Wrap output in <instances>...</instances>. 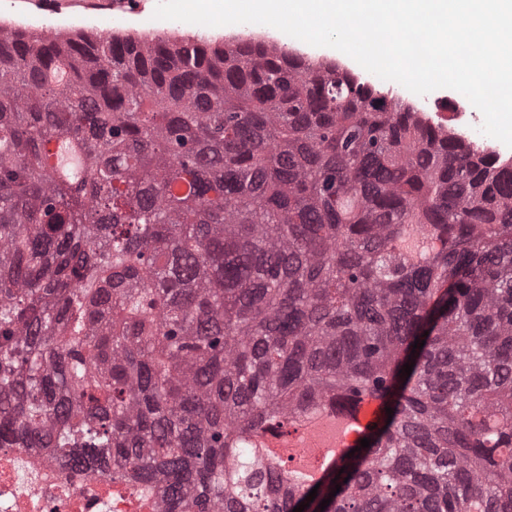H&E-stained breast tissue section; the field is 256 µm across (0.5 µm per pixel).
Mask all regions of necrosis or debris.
<instances>
[{
	"label": "necrosis or debris",
	"instance_id": "1",
	"mask_svg": "<svg viewBox=\"0 0 512 512\" xmlns=\"http://www.w3.org/2000/svg\"><path fill=\"white\" fill-rule=\"evenodd\" d=\"M415 108L497 155L511 151L480 131L483 116L468 99L420 98ZM159 486L133 487L99 467L71 468L41 448H0V512H161Z\"/></svg>",
	"mask_w": 512,
	"mask_h": 512
}]
</instances>
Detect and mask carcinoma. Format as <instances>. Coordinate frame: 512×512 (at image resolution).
<instances>
[{
    "mask_svg": "<svg viewBox=\"0 0 512 512\" xmlns=\"http://www.w3.org/2000/svg\"><path fill=\"white\" fill-rule=\"evenodd\" d=\"M368 400L304 512H512V162L273 42L0 25V448L292 512L255 443Z\"/></svg>",
    "mask_w": 512,
    "mask_h": 512,
    "instance_id": "carcinoma-1",
    "label": "carcinoma"
}]
</instances>
